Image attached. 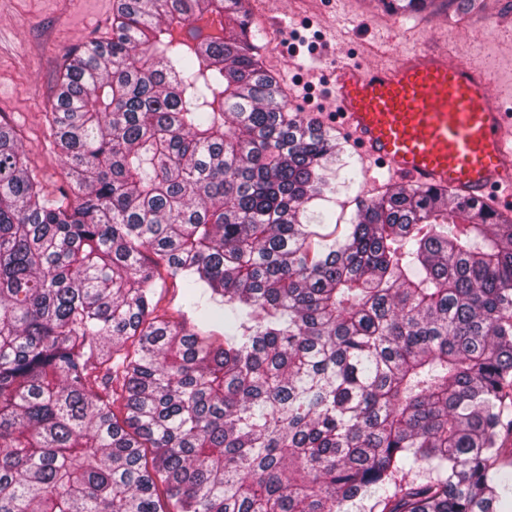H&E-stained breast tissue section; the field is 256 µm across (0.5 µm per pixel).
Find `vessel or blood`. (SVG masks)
I'll use <instances>...</instances> for the list:
<instances>
[{
	"mask_svg": "<svg viewBox=\"0 0 512 512\" xmlns=\"http://www.w3.org/2000/svg\"><path fill=\"white\" fill-rule=\"evenodd\" d=\"M328 81L336 125L381 173L512 208V115L489 69L419 48L336 61Z\"/></svg>",
	"mask_w": 512,
	"mask_h": 512,
	"instance_id": "1",
	"label": "vessel or blood"
}]
</instances>
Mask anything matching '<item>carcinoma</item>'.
<instances>
[{
    "mask_svg": "<svg viewBox=\"0 0 512 512\" xmlns=\"http://www.w3.org/2000/svg\"><path fill=\"white\" fill-rule=\"evenodd\" d=\"M251 29L243 0H117L112 33L64 57L52 193L0 120V512L512 493V219L400 187L318 236L340 148L288 111ZM167 283L199 324L159 309ZM217 305L220 338L199 328Z\"/></svg>",
    "mask_w": 512,
    "mask_h": 512,
    "instance_id": "cac0c4a2",
    "label": "carcinoma"
}]
</instances>
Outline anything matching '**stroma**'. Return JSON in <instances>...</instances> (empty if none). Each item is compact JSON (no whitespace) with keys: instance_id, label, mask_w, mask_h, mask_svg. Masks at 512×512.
I'll use <instances>...</instances> for the list:
<instances>
[{"instance_id":"obj_1","label":"stroma","mask_w":512,"mask_h":512,"mask_svg":"<svg viewBox=\"0 0 512 512\" xmlns=\"http://www.w3.org/2000/svg\"><path fill=\"white\" fill-rule=\"evenodd\" d=\"M116 0H0V116L21 133L23 149L49 188L65 184L68 168L46 133L64 54L73 46L107 35ZM251 15L268 14L276 25L256 29L264 66L275 69L295 111L332 129L333 96L326 73L335 60L363 63L414 48L450 47L454 57L482 58L512 78V0H484L465 13L434 0L416 15H393L379 0H245ZM340 160L354 172L318 201L330 214L319 233L344 230L358 201L370 198L365 163L346 136Z\"/></svg>"}]
</instances>
